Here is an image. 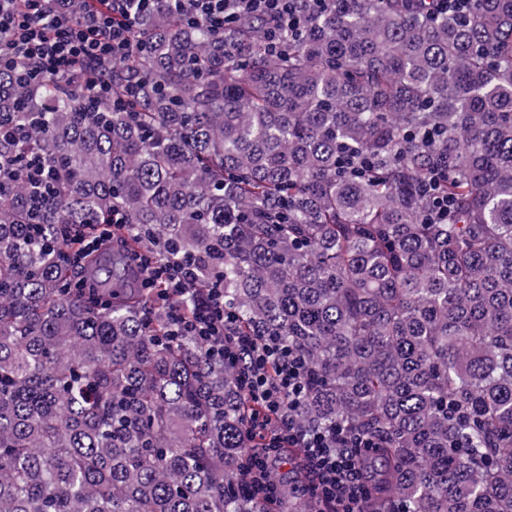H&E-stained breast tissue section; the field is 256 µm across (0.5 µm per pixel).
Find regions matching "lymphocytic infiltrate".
I'll list each match as a JSON object with an SVG mask.
<instances>
[{
	"instance_id": "1",
	"label": "lymphocytic infiltrate",
	"mask_w": 512,
	"mask_h": 512,
	"mask_svg": "<svg viewBox=\"0 0 512 512\" xmlns=\"http://www.w3.org/2000/svg\"><path fill=\"white\" fill-rule=\"evenodd\" d=\"M187 22L206 18L212 29L224 32L244 15L267 17L264 38L271 54L281 53L284 33L305 21L304 0H170ZM155 0H104L101 8L73 16L66 0H0V65L12 64L41 75L81 76L89 100L112 95L104 66L128 58L137 15L149 12ZM145 287L162 283L172 301L171 333L189 336L209 352L237 367L238 385L253 408V427L267 431V448L252 452L244 478L256 493L272 495L276 485L269 469L270 455L294 445L303 450L307 493L321 512H368L370 489L364 476L360 448L345 425L329 430L297 424L293 412L304 398L307 364L284 351L274 336L239 332L224 293L207 286L193 263L154 253L141 264ZM197 298L190 316L180 312L186 295Z\"/></svg>"
}]
</instances>
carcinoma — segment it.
Returning a JSON list of instances; mask_svg holds the SVG:
<instances>
[{"mask_svg":"<svg viewBox=\"0 0 512 512\" xmlns=\"http://www.w3.org/2000/svg\"><path fill=\"white\" fill-rule=\"evenodd\" d=\"M436 4L314 0L271 55L156 0L93 105L0 67V512H272L237 369L170 337L145 249L304 357L293 415L377 442L373 512H512V0ZM116 211L93 287L66 242Z\"/></svg>","mask_w":512,"mask_h":512,"instance_id":"1","label":"carcinoma"}]
</instances>
